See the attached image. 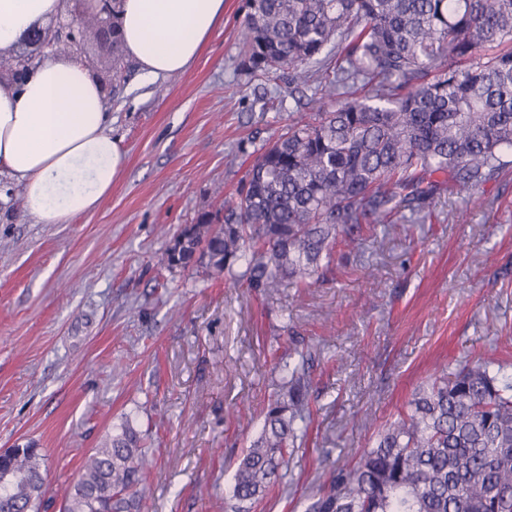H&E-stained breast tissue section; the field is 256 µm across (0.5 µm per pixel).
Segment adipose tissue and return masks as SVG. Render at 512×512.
<instances>
[{
	"label": "adipose tissue",
	"mask_w": 512,
	"mask_h": 512,
	"mask_svg": "<svg viewBox=\"0 0 512 512\" xmlns=\"http://www.w3.org/2000/svg\"><path fill=\"white\" fill-rule=\"evenodd\" d=\"M62 0H0V56L55 17ZM224 18V0H122L123 48L150 80L183 71ZM124 157L108 129L104 94L84 64L49 57L23 80H0V177L21 184L43 224L94 212Z\"/></svg>",
	"instance_id": "1"
}]
</instances>
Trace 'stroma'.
I'll list each match as a JSON object with an SVG mask.
<instances>
[{"instance_id": "35a3bbf8", "label": "stroma", "mask_w": 512, "mask_h": 512, "mask_svg": "<svg viewBox=\"0 0 512 512\" xmlns=\"http://www.w3.org/2000/svg\"><path fill=\"white\" fill-rule=\"evenodd\" d=\"M243 18L244 0H224V27L198 59L148 84L135 60L113 64L108 40L74 51L125 158L96 211L42 224L23 188L0 182V450L38 442L46 512L128 421L154 456L146 512H224L275 347L311 349L314 415L287 488L252 512H304L325 462L351 461L435 371L512 358V174L337 248L300 301L288 285L266 299L158 266L181 226L236 194L262 144L317 109L287 76L249 69Z\"/></svg>"}]
</instances>
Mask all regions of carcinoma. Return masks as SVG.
Returning a JSON list of instances; mask_svg holds the SVG:
<instances>
[{
  "instance_id": "cac0c4a2",
  "label": "carcinoma",
  "mask_w": 512,
  "mask_h": 512,
  "mask_svg": "<svg viewBox=\"0 0 512 512\" xmlns=\"http://www.w3.org/2000/svg\"><path fill=\"white\" fill-rule=\"evenodd\" d=\"M255 73L313 88L318 112L257 149L237 196L158 257L273 297L305 293L339 237L435 195L462 200L512 166V0H245ZM313 356L294 349L237 463L235 512L283 484L311 421ZM478 357L433 374L305 512H512V373ZM154 457L130 423L81 462L62 512H144ZM41 449L0 453V512H41Z\"/></svg>"
}]
</instances>
